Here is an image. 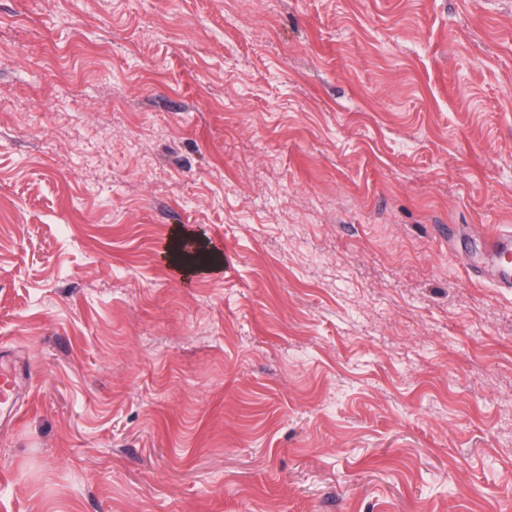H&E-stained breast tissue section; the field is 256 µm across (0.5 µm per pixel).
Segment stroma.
Segmentation results:
<instances>
[{"label": "stroma", "instance_id": "35a3bbf8", "mask_svg": "<svg viewBox=\"0 0 512 512\" xmlns=\"http://www.w3.org/2000/svg\"><path fill=\"white\" fill-rule=\"evenodd\" d=\"M488 228L512 0H0V512H512ZM20 373L15 366L0 367V410L7 404H13Z\"/></svg>", "mask_w": 512, "mask_h": 512}]
</instances>
